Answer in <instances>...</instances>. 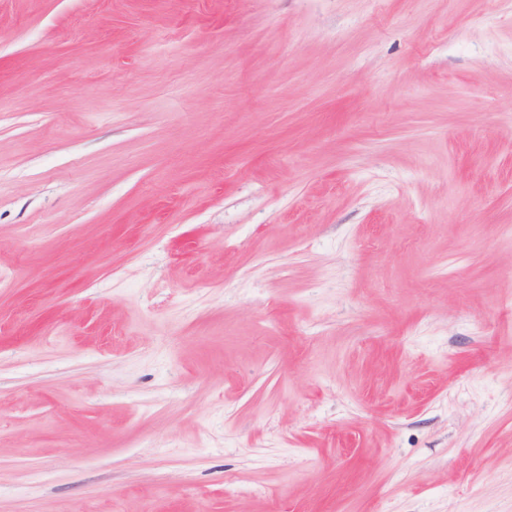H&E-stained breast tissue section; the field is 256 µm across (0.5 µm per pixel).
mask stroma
<instances>
[{"label": "stroma", "instance_id": "stroma-1", "mask_svg": "<svg viewBox=\"0 0 512 512\" xmlns=\"http://www.w3.org/2000/svg\"><path fill=\"white\" fill-rule=\"evenodd\" d=\"M512 0H0V512H512Z\"/></svg>", "mask_w": 512, "mask_h": 512}]
</instances>
